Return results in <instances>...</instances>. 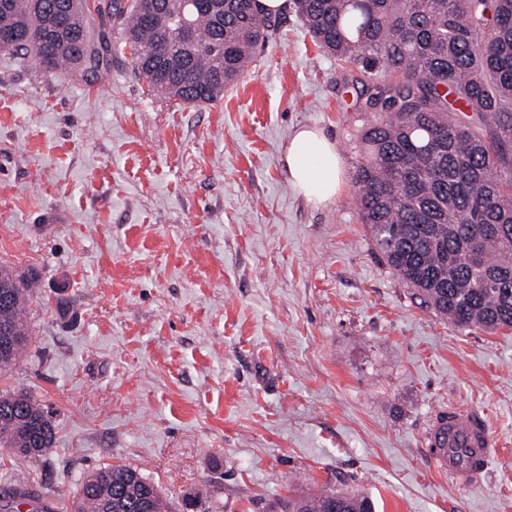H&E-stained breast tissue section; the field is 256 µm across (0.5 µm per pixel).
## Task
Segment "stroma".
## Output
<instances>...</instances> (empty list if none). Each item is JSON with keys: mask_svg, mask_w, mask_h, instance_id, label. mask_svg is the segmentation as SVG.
I'll return each instance as SVG.
<instances>
[{"mask_svg": "<svg viewBox=\"0 0 512 512\" xmlns=\"http://www.w3.org/2000/svg\"><path fill=\"white\" fill-rule=\"evenodd\" d=\"M98 81L0 49V263L41 274L0 393L42 403L56 441L0 448L19 512H74L93 468L127 465L216 512L334 488L377 512H512V331L421 308L347 184L314 208L288 183L296 127L346 173L378 120L287 13L253 69L210 103L151 93L119 31ZM460 402L499 450L479 485L434 466L423 435Z\"/></svg>", "mask_w": 512, "mask_h": 512, "instance_id": "1", "label": "stroma"}]
</instances>
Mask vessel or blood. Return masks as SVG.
<instances>
[{"label":"vessel or blood","instance_id":"b4317fda","mask_svg":"<svg viewBox=\"0 0 512 512\" xmlns=\"http://www.w3.org/2000/svg\"><path fill=\"white\" fill-rule=\"evenodd\" d=\"M424 445L435 465L460 487L486 478L497 455L485 413L453 402L429 421Z\"/></svg>","mask_w":512,"mask_h":512}]
</instances>
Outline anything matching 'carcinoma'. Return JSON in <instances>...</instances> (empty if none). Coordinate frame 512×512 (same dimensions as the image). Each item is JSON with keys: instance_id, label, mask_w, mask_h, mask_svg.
I'll return each instance as SVG.
<instances>
[{"instance_id": "carcinoma-1", "label": "carcinoma", "mask_w": 512, "mask_h": 512, "mask_svg": "<svg viewBox=\"0 0 512 512\" xmlns=\"http://www.w3.org/2000/svg\"><path fill=\"white\" fill-rule=\"evenodd\" d=\"M318 47L387 82H361V109L383 118L358 138L359 215L413 297L462 329H512V0H292ZM179 0H0L8 49L47 73L100 74L112 54L87 22L117 28L150 90L184 104L224 95L256 61L278 22L256 0L192 12L189 39L159 15ZM36 276L0 265V329L29 342L24 311ZM55 426L27 391L0 394V447L25 458L54 444ZM75 512H175L158 485L126 465L81 482ZM269 512H376L364 494H292Z\"/></svg>"}]
</instances>
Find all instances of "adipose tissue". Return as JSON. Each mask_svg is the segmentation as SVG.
Listing matches in <instances>:
<instances>
[{
  "instance_id": "ef3b65f1",
  "label": "adipose tissue",
  "mask_w": 512,
  "mask_h": 512,
  "mask_svg": "<svg viewBox=\"0 0 512 512\" xmlns=\"http://www.w3.org/2000/svg\"><path fill=\"white\" fill-rule=\"evenodd\" d=\"M282 158L289 183L308 203L321 206L341 193L343 163L335 140L321 129L298 127L284 144Z\"/></svg>"
}]
</instances>
